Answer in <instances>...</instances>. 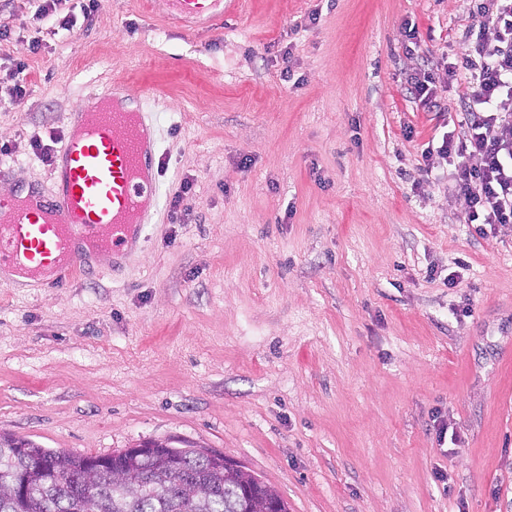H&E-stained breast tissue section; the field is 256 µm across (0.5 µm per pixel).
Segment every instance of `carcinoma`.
<instances>
[{
  "label": "carcinoma",
  "mask_w": 512,
  "mask_h": 512,
  "mask_svg": "<svg viewBox=\"0 0 512 512\" xmlns=\"http://www.w3.org/2000/svg\"><path fill=\"white\" fill-rule=\"evenodd\" d=\"M110 478L88 471L91 455L57 452L32 440L0 434V512H245L241 492L288 502L241 466H224V454L196 448L164 449L148 457L127 451L105 455ZM22 474L28 496L8 494Z\"/></svg>",
  "instance_id": "obj_1"
}]
</instances>
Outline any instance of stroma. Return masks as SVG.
Returning <instances> with one entry per match:
<instances>
[{"instance_id":"stroma-1","label":"stroma","mask_w":512,"mask_h":512,"mask_svg":"<svg viewBox=\"0 0 512 512\" xmlns=\"http://www.w3.org/2000/svg\"><path fill=\"white\" fill-rule=\"evenodd\" d=\"M34 11L0 0V188L50 191L32 140L116 81L153 114L162 210L192 189L99 276L0 285V432L215 450L290 512H512V226L477 236L424 170L469 73L439 112L406 91L465 0H228L202 32L166 0Z\"/></svg>"}]
</instances>
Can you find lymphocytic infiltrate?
<instances>
[{"mask_svg": "<svg viewBox=\"0 0 512 512\" xmlns=\"http://www.w3.org/2000/svg\"><path fill=\"white\" fill-rule=\"evenodd\" d=\"M473 26L465 28L452 60L413 68L408 92L428 111L441 102L437 87L461 71L471 81L461 96L464 131L426 148V169L452 165V195L462 197L468 223L479 237L512 224V0H468Z\"/></svg>", "mask_w": 512, "mask_h": 512, "instance_id": "obj_1", "label": "lymphocytic infiltrate"}]
</instances>
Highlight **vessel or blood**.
<instances>
[{"label":"vessel or blood","mask_w":512,"mask_h":512,"mask_svg":"<svg viewBox=\"0 0 512 512\" xmlns=\"http://www.w3.org/2000/svg\"><path fill=\"white\" fill-rule=\"evenodd\" d=\"M167 5L184 19L224 14V0ZM98 97L99 111L67 117L50 195L32 187L0 206V270L52 281L93 276L100 255L132 250L158 215L163 159L149 113L131 108L115 82L102 85Z\"/></svg>","instance_id":"1"}]
</instances>
